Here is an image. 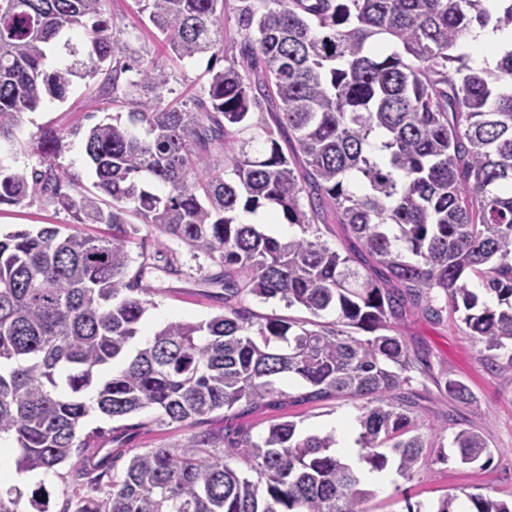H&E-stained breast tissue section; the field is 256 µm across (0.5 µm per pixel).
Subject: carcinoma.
Returning <instances> with one entry per match:
<instances>
[{
	"label": "carcinoma",
	"mask_w": 512,
	"mask_h": 512,
	"mask_svg": "<svg viewBox=\"0 0 512 512\" xmlns=\"http://www.w3.org/2000/svg\"><path fill=\"white\" fill-rule=\"evenodd\" d=\"M105 2L0 0V147L76 78L103 76L102 96L130 106L86 134L90 188L56 163L63 135L50 125L40 167L0 165V207L35 201L112 227L105 239L54 227L0 237V435L14 436L18 471L55 473L77 456L86 491L63 512H368L373 493L335 437L303 435L292 420L258 439L240 424L222 448L201 432L142 453L124 447L125 425L82 437L79 427L92 413L120 421L144 409L182 428L219 411L243 418L282 405L293 378L309 388L295 403L360 402L354 443L371 469L391 456L407 480L426 469L422 449L434 444L414 414L417 358L397 326L413 312L439 322L447 307L487 350L512 345V49L493 68L458 51L490 19L484 0H237V53L208 70L192 104L175 105L171 73L116 36ZM138 5L177 58L224 53V0ZM54 45L71 63L47 71ZM262 208L302 235L240 221ZM329 215L346 230L344 252L321 240ZM142 224L223 268L211 281L224 313L137 342L153 305L154 255L129 249ZM469 276L496 306L479 302ZM243 293L311 318L229 305ZM332 311V325L313 321ZM444 391L472 399L456 379ZM452 445L464 464L491 459L473 428ZM45 493L13 486L0 512H50ZM469 500L470 512H512Z\"/></svg>",
	"instance_id": "obj_1"
}]
</instances>
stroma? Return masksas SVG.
I'll list each match as a JSON object with an SVG mask.
<instances>
[{"label": "stroma", "mask_w": 512, "mask_h": 512, "mask_svg": "<svg viewBox=\"0 0 512 512\" xmlns=\"http://www.w3.org/2000/svg\"><path fill=\"white\" fill-rule=\"evenodd\" d=\"M107 11L116 23V34L133 48L147 52L149 57L172 72L176 97L191 102L199 96L212 64L209 55L191 59H177L157 41L149 30L139 25L135 0H107ZM111 101L97 97L95 82L75 80L65 101L46 103L39 110L24 115L15 131L12 150L0 153V165L12 169L38 166V130L52 125L64 137V148L58 161L78 177L83 185H90V165L84 148V130L105 117L115 114ZM55 226L63 233L79 232L85 235L107 237L110 229L103 224H73L65 212L42 209L38 204H22L0 209V234L22 229ZM165 246L179 268L171 275L153 271L146 279L152 288L153 307L147 311L142 329L154 332L170 322H205L224 311V292L208 284L210 276L220 268L200 255H194L185 244L166 240ZM399 334L424 364L426 373L416 374L412 389L419 396L416 416L421 434H428L432 425L443 426V440H451L461 428H473L486 438L493 454L485 465L461 464L453 448H445V460L434 448L425 449L431 458L428 469L412 480L392 476L386 489L375 490L367 504L375 512L380 503H388L391 512H435L442 496L452 497L456 506L468 505V496L481 493L498 500H512V367L507 351L497 353L499 370H491L484 343L466 335L457 315L445 314L442 321L432 323L420 315L411 314L400 324ZM462 380L473 398L460 403L449 399L439 383L440 378ZM292 403L266 408L249 416L256 431H263L270 420L290 416L306 432H328L330 424L341 421L356 423L359 415L355 402L348 399H329L298 404L294 398L305 392L301 381L286 385ZM153 410L145 409L128 416L134 424L127 442L131 448H156L183 443L190 432L173 425H160Z\"/></svg>", "instance_id": "stroma-1"}]
</instances>
